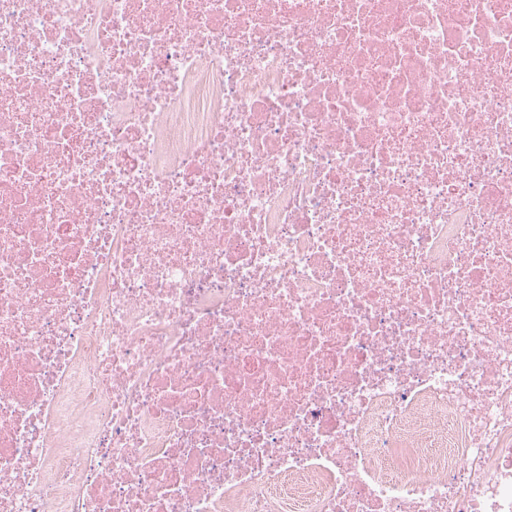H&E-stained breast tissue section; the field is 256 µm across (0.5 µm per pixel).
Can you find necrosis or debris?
I'll use <instances>...</instances> for the list:
<instances>
[{"label":"necrosis or debris","instance_id":"necrosis-or-debris-1","mask_svg":"<svg viewBox=\"0 0 512 512\" xmlns=\"http://www.w3.org/2000/svg\"><path fill=\"white\" fill-rule=\"evenodd\" d=\"M0 512H512V0H0Z\"/></svg>","mask_w":512,"mask_h":512}]
</instances>
